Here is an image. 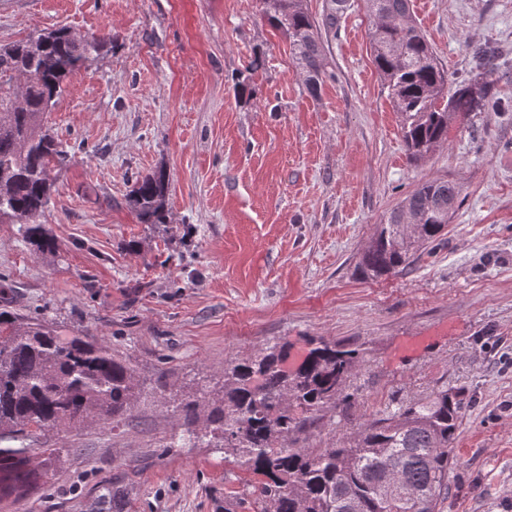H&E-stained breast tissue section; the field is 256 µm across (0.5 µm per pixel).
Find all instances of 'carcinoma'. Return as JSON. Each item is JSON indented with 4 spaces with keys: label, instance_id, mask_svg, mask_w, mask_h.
<instances>
[{
    "label": "carcinoma",
    "instance_id": "1",
    "mask_svg": "<svg viewBox=\"0 0 512 512\" xmlns=\"http://www.w3.org/2000/svg\"><path fill=\"white\" fill-rule=\"evenodd\" d=\"M348 0H328L314 17L303 0H263V15L289 41L315 96L327 70L322 33H336ZM373 19L370 45L376 68L402 117L411 164L425 161L448 141V126L462 112L493 106L487 73L456 83L415 24L411 0H364ZM112 43V34L80 39L61 28L0 48V223L25 224L40 252L57 243L35 226L53 194L51 171L71 154L43 129L65 81ZM168 178L143 177L130 206L142 224L166 223ZM461 187L433 179L408 193L384 223L357 266L364 278L402 272L419 248L438 241L461 200ZM301 366L281 368L283 350L236 361L224 370L219 404L183 399L186 426H211L197 441L217 442L245 470L264 480L224 501L233 512L247 500L257 512H440L451 488L450 449L462 418L460 394L444 388L418 401L393 400L351 428L330 448L310 446L311 429L342 391L361 358L324 338ZM137 391L129 366L104 343L61 338L34 319L0 309V437L26 441L46 429L76 428L88 419L122 416ZM29 449L0 448V500L19 497L37 480Z\"/></svg>",
    "mask_w": 512,
    "mask_h": 512
}]
</instances>
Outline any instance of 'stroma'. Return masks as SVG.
Here are the masks:
<instances>
[{
	"label": "stroma",
	"instance_id": "obj_1",
	"mask_svg": "<svg viewBox=\"0 0 512 512\" xmlns=\"http://www.w3.org/2000/svg\"><path fill=\"white\" fill-rule=\"evenodd\" d=\"M451 80L489 47L497 108L452 125L411 165L374 63L362 0L323 41L318 95L262 0H0V46L65 28L112 43L75 72L46 119L76 152L52 171L41 253L0 224V306L62 336L111 345L138 394L120 418L39 432L45 476L0 512H224L250 475L193 442L181 399L221 397L230 363L287 345L296 367L322 336L363 352L313 430L446 387L466 411L441 512H512V0H412ZM165 170L166 221L139 223L136 181ZM458 183L440 241L394 276L356 263L419 183Z\"/></svg>",
	"mask_w": 512,
	"mask_h": 512
}]
</instances>
